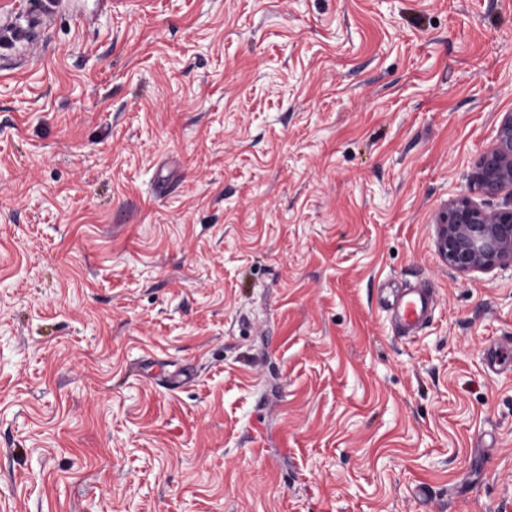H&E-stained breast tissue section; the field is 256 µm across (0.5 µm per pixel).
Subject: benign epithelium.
<instances>
[{
	"label": "benign epithelium",
	"instance_id": "7a95c632",
	"mask_svg": "<svg viewBox=\"0 0 512 512\" xmlns=\"http://www.w3.org/2000/svg\"><path fill=\"white\" fill-rule=\"evenodd\" d=\"M476 179L488 194L512 191V112L503 113L492 144L481 154ZM439 249L462 274L512 267V205L488 211L461 195L442 216Z\"/></svg>",
	"mask_w": 512,
	"mask_h": 512
}]
</instances>
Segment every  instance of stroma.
I'll return each mask as SVG.
<instances>
[{
  "label": "stroma",
  "mask_w": 512,
  "mask_h": 512,
  "mask_svg": "<svg viewBox=\"0 0 512 512\" xmlns=\"http://www.w3.org/2000/svg\"><path fill=\"white\" fill-rule=\"evenodd\" d=\"M504 112L512 0H62L0 41V512H512V269L435 224L512 200L473 180ZM385 301L394 324L404 335L418 333L431 318L436 305L432 288L418 285L405 288H387Z\"/></svg>",
  "instance_id": "stroma-1"
}]
</instances>
